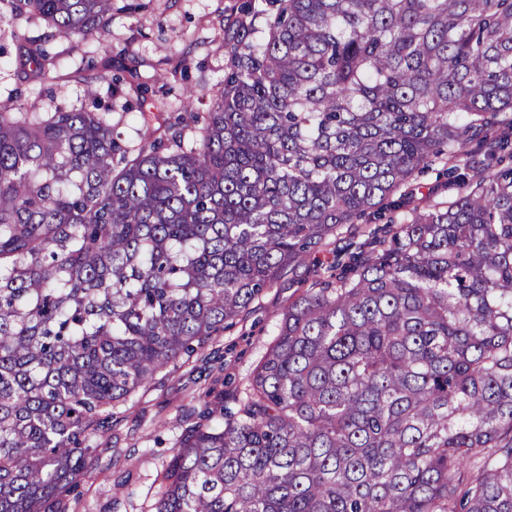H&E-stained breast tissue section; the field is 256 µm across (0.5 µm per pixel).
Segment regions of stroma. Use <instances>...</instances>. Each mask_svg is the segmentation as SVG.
<instances>
[{
    "instance_id": "stroma-1",
    "label": "stroma",
    "mask_w": 512,
    "mask_h": 512,
    "mask_svg": "<svg viewBox=\"0 0 512 512\" xmlns=\"http://www.w3.org/2000/svg\"><path fill=\"white\" fill-rule=\"evenodd\" d=\"M264 7V0H113L106 45L51 38L54 65L38 80L18 66L15 38L38 36L47 28L12 21V36L0 39L6 49L0 59V106L24 112H44L60 102L78 107L92 80L102 104L111 107L118 132L134 141L141 108L154 100L174 101L182 87L195 91L197 111L210 108L212 90L229 68L225 35L241 27L259 36ZM381 224L369 214L341 229L336 244L312 252L224 332L106 413L85 477L66 499L67 512H154L177 437L201 421L204 408L235 410L243 384L278 333L281 311L309 288L313 271L335 263L337 247L364 241Z\"/></svg>"
}]
</instances>
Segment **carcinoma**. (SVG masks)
<instances>
[{
    "label": "carcinoma",
    "mask_w": 512,
    "mask_h": 512,
    "mask_svg": "<svg viewBox=\"0 0 512 512\" xmlns=\"http://www.w3.org/2000/svg\"><path fill=\"white\" fill-rule=\"evenodd\" d=\"M269 5L209 111L186 87L132 146L91 85L0 107V512H65L100 416L385 205L410 211L282 311L236 413L177 438L155 512H512V0ZM27 14L102 40L112 0H0ZM444 163H436L429 170L416 174L412 181L413 199L410 207L425 206L430 200H447L448 188L445 186L448 178L443 175Z\"/></svg>",
    "instance_id": "carcinoma-1"
}]
</instances>
